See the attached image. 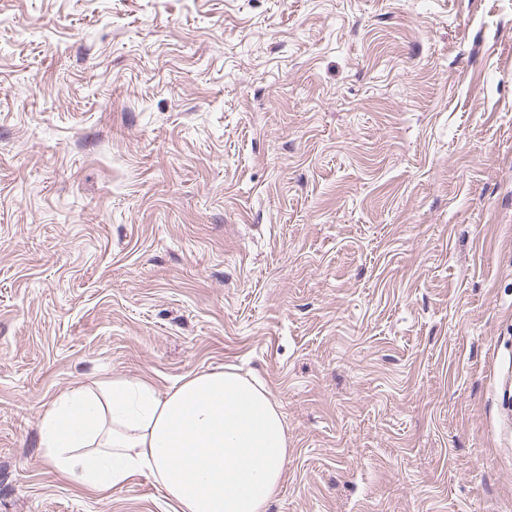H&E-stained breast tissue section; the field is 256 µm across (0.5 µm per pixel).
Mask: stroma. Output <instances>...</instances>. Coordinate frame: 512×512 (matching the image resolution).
Instances as JSON below:
<instances>
[{
  "label": "stroma",
  "instance_id": "35a3bbf8",
  "mask_svg": "<svg viewBox=\"0 0 512 512\" xmlns=\"http://www.w3.org/2000/svg\"><path fill=\"white\" fill-rule=\"evenodd\" d=\"M235 365L268 512H512V0H0V512L43 411Z\"/></svg>",
  "mask_w": 512,
  "mask_h": 512
}]
</instances>
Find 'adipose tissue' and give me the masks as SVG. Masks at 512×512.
I'll return each instance as SVG.
<instances>
[{"mask_svg":"<svg viewBox=\"0 0 512 512\" xmlns=\"http://www.w3.org/2000/svg\"><path fill=\"white\" fill-rule=\"evenodd\" d=\"M40 446L91 491L152 477L174 512H266L288 456L283 416L265 384L235 366L194 373L166 393L124 379L74 388L44 411Z\"/></svg>","mask_w":512,"mask_h":512,"instance_id":"ef3b65f1","label":"adipose tissue"}]
</instances>
